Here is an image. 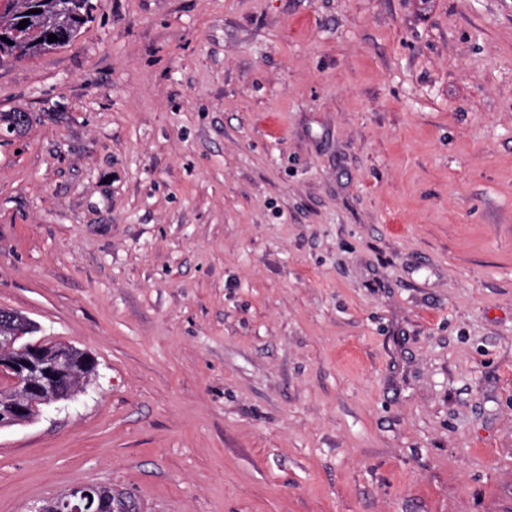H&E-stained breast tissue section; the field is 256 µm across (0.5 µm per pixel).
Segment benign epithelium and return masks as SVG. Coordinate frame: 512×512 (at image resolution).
<instances>
[{"mask_svg":"<svg viewBox=\"0 0 512 512\" xmlns=\"http://www.w3.org/2000/svg\"><path fill=\"white\" fill-rule=\"evenodd\" d=\"M33 323L23 328H0V388L7 399L0 407V429L29 423L41 407L73 400L89 384L72 366L82 349L67 342L31 340L23 342ZM123 498H107L92 483H75L50 503L35 504L30 512H128Z\"/></svg>","mask_w":512,"mask_h":512,"instance_id":"benign-epithelium-1","label":"benign epithelium"}]
</instances>
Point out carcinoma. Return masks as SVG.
Returning a JSON list of instances; mask_svg holds the SVG:
<instances>
[{
    "label": "carcinoma",
    "instance_id": "1",
    "mask_svg": "<svg viewBox=\"0 0 512 512\" xmlns=\"http://www.w3.org/2000/svg\"><path fill=\"white\" fill-rule=\"evenodd\" d=\"M96 10L93 0H0V32L9 35V41H0V57L31 58L63 48L94 20ZM22 20L29 21L23 29ZM50 34L57 40L48 41ZM27 123L25 112L0 113V132L6 136L22 132Z\"/></svg>",
    "mask_w": 512,
    "mask_h": 512
}]
</instances>
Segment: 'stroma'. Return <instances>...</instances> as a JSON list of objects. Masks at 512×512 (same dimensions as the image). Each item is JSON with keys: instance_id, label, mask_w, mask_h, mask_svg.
<instances>
[{"instance_id": "1", "label": "stroma", "mask_w": 512, "mask_h": 512, "mask_svg": "<svg viewBox=\"0 0 512 512\" xmlns=\"http://www.w3.org/2000/svg\"><path fill=\"white\" fill-rule=\"evenodd\" d=\"M18 111L0 308L97 375L0 512H512V0H100ZM103 494H113L115 496L130 492L124 489H117L112 485L98 484ZM132 493V492H130ZM92 495V498H89ZM133 498L130 500L131 507L123 498L112 497V499L103 497L99 492L98 486L92 483H75L68 487L66 491L55 497L50 503L42 501L40 505L35 504L31 507L30 512H127L129 507L131 512H139L141 501L132 493Z\"/></svg>"}]
</instances>
